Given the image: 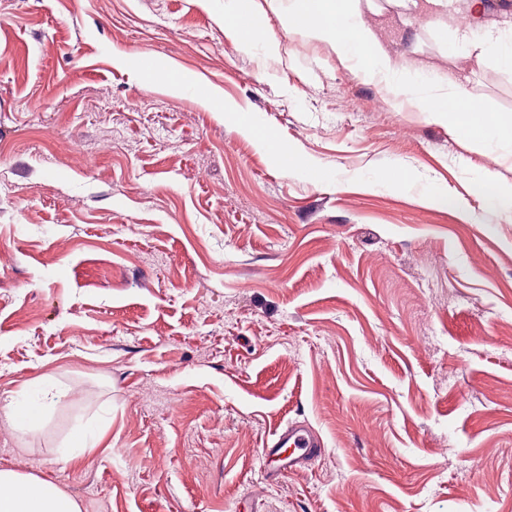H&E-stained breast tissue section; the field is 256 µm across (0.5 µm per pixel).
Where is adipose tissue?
Here are the masks:
<instances>
[{"label":"adipose tissue","mask_w":512,"mask_h":512,"mask_svg":"<svg viewBox=\"0 0 512 512\" xmlns=\"http://www.w3.org/2000/svg\"><path fill=\"white\" fill-rule=\"evenodd\" d=\"M438 18L451 37L448 57L483 63L495 61L512 71V18L477 32L460 22L461 12H486L485 0H394ZM291 19L309 39L329 45L337 60L364 82L379 87L400 106L428 115L430 122L497 157L512 156V113L490 112L469 97L458 76L414 66L395 56L369 21L361 0H224V33L247 55L262 51L278 58L279 40L269 35L267 14ZM61 389L16 392L0 415L18 429H42ZM0 512H81L77 500L57 484L13 469H0Z\"/></svg>","instance_id":"adipose-tissue-1"}]
</instances>
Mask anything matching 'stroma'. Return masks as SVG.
Wrapping results in <instances>:
<instances>
[{
  "instance_id": "obj_1",
  "label": "stroma",
  "mask_w": 512,
  "mask_h": 512,
  "mask_svg": "<svg viewBox=\"0 0 512 512\" xmlns=\"http://www.w3.org/2000/svg\"><path fill=\"white\" fill-rule=\"evenodd\" d=\"M374 3L395 55L451 68L432 18ZM266 24L280 59L225 36L224 0H0V407L69 389L45 429L0 419V467L82 512H512V199L477 186L512 158ZM464 87L512 113L494 62ZM291 422L323 453L275 482L262 451ZM83 426L104 437L66 461ZM245 132L253 135L258 143L267 150L276 161L283 167L297 170L300 165L297 162L296 154L282 148L274 136L264 130L254 121L250 120L240 126Z\"/></svg>"
}]
</instances>
